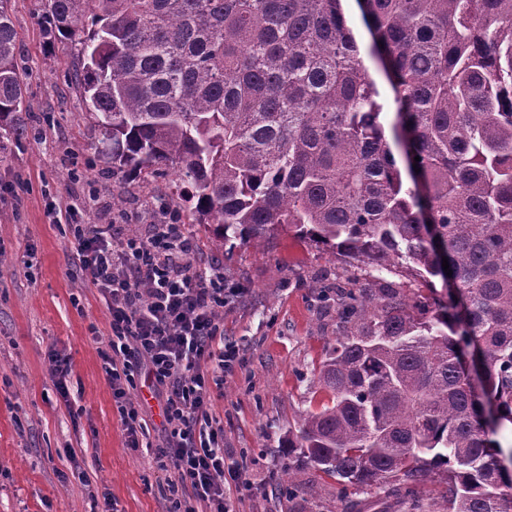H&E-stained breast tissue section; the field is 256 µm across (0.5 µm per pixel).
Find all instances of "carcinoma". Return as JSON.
Instances as JSON below:
<instances>
[{
    "label": "carcinoma",
    "mask_w": 512,
    "mask_h": 512,
    "mask_svg": "<svg viewBox=\"0 0 512 512\" xmlns=\"http://www.w3.org/2000/svg\"><path fill=\"white\" fill-rule=\"evenodd\" d=\"M7 2L0 130L20 140L33 104ZM358 4L390 99L341 0H45L44 34L80 41L109 168L173 173L224 241L288 231L355 269L315 284L337 333L313 380L326 400L288 438V512H320L305 468L346 512L351 487L433 512L416 489L434 466L446 512H512L493 438L512 422V0ZM436 280L445 301L424 294Z\"/></svg>",
    "instance_id": "cac0c4a2"
}]
</instances>
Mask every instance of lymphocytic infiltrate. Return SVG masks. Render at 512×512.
I'll return each mask as SVG.
<instances>
[{
	"mask_svg": "<svg viewBox=\"0 0 512 512\" xmlns=\"http://www.w3.org/2000/svg\"><path fill=\"white\" fill-rule=\"evenodd\" d=\"M77 213L71 204L59 211L73 237L69 260L110 315L101 358L127 447L146 449L172 512H233L225 483L245 473L225 464L211 386L242 364L224 341V311L241 289L227 286L219 265L193 263L194 241L176 219L129 237L110 224L78 222ZM143 381L163 405L166 434L157 445L138 409Z\"/></svg>",
	"mask_w": 512,
	"mask_h": 512,
	"instance_id": "lymphocytic-infiltrate-1",
	"label": "lymphocytic infiltrate"
}]
</instances>
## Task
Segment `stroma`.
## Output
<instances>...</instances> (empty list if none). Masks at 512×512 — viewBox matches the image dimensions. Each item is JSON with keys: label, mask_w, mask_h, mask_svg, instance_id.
I'll use <instances>...</instances> for the list:
<instances>
[{"label": "stroma", "mask_w": 512, "mask_h": 512, "mask_svg": "<svg viewBox=\"0 0 512 512\" xmlns=\"http://www.w3.org/2000/svg\"><path fill=\"white\" fill-rule=\"evenodd\" d=\"M39 0H9L20 68L33 103L26 138L0 141V512H168L145 451L127 448L102 369L110 315L97 289L68 260L71 237L60 204L81 205L87 224L117 222L144 236L171 177L105 175L79 90L68 78L77 46L47 43ZM124 192L121 209L112 192ZM196 245L195 261H218L245 295L224 313V340L244 362L212 389L229 460L247 468L227 486L235 512H288L280 488L284 444L301 411L316 407L312 380L336 337V302L311 290L339 263L309 241L278 234L256 248L222 241L212 225L172 209ZM68 355V396L48 372L50 351Z\"/></svg>", "instance_id": "obj_1"}]
</instances>
